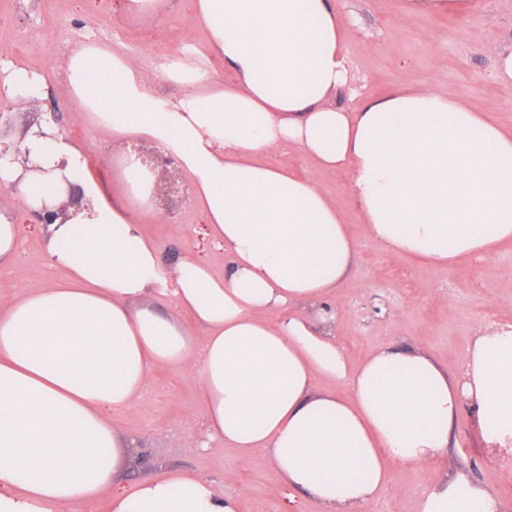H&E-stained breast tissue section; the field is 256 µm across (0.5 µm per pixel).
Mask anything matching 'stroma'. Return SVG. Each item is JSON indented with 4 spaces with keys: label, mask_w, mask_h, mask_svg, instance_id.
<instances>
[{
    "label": "stroma",
    "mask_w": 512,
    "mask_h": 512,
    "mask_svg": "<svg viewBox=\"0 0 512 512\" xmlns=\"http://www.w3.org/2000/svg\"><path fill=\"white\" fill-rule=\"evenodd\" d=\"M341 2L345 52L354 77L339 98L343 107L355 109L398 87L442 86L465 95L474 109L512 130V85L493 76L498 53L512 46V0H478L464 17L412 13L406 0ZM90 39L120 45L149 69L185 45L204 48L208 34L195 18L194 0H167L165 15L153 18L113 13L112 0H0V66L37 70L45 82L39 103L5 97L0 122L13 129L38 116L53 122L81 150L89 174L116 192L122 186L120 146L111 134L87 127L63 79L67 55ZM0 212L13 217L23 241L13 267L0 270V299L61 278V270L46 259L43 238L23 200L2 187ZM199 226L200 214L188 200L163 219L142 221L145 236L161 246L163 267L191 252L223 269V250L200 234ZM351 279L352 287L336 296V316L341 343L354 363L373 349L400 343L431 353L453 375L480 326L512 323V311L505 307L512 298L508 246L481 264L443 267L388 255L363 238ZM112 423L140 447L139 456L126 462L127 484L188 471L216 491L237 496L241 512H281L271 493L277 476L266 459H244L231 448L204 452L192 447L191 437L205 434L207 426L198 383L190 373L154 372L148 393L133 409L113 412ZM449 468L512 499V481L504 480L500 461L487 458L464 413L455 423L447 462L397 470L369 512H416L420 493Z\"/></svg>",
    "instance_id": "35a3bbf8"
}]
</instances>
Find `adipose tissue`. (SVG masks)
I'll return each mask as SVG.
<instances>
[{
	"label": "adipose tissue",
	"instance_id": "ef3b65f1",
	"mask_svg": "<svg viewBox=\"0 0 512 512\" xmlns=\"http://www.w3.org/2000/svg\"><path fill=\"white\" fill-rule=\"evenodd\" d=\"M207 52L186 47L152 70L87 41L64 62L72 100L113 139L173 155L192 202L224 250L218 271L194 254L170 268L139 220L162 212L136 153L121 160L122 196L85 175L78 149L47 122L0 158V185L31 210L84 196L41 227L46 288L0 300V512H239L237 497L172 471L123 487L134 443L112 424L158 369L194 375L208 438L266 457L274 493L321 512H366L394 470L447 459L453 425L471 416L497 459L512 446V325L478 329L461 372L397 344L351 366L337 335V289L358 242L312 175L270 161L298 150L344 172L364 236L393 255L440 265L485 260L512 244V135L460 95L396 89L355 111L333 97L349 80L338 0H196ZM223 61L224 81L211 67ZM174 85L163 97L155 81ZM168 298L173 314L153 311ZM191 314L207 331L196 343ZM343 384L341 398L319 380ZM418 512H512L464 474L425 492Z\"/></svg>",
	"mask_w": 512,
	"mask_h": 512
}]
</instances>
